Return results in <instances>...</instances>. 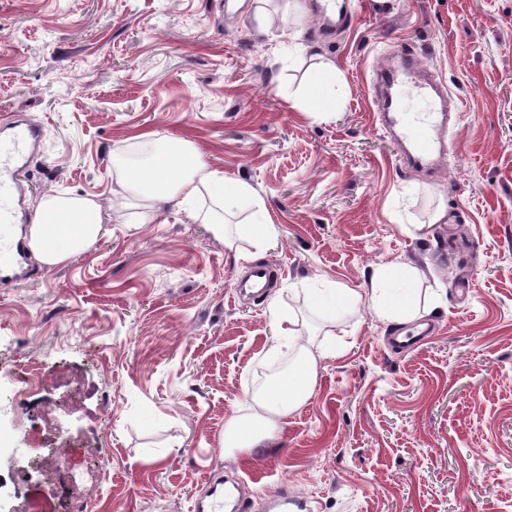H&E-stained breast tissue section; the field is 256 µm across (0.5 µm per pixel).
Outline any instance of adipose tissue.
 <instances>
[{
	"label": "adipose tissue",
	"mask_w": 512,
	"mask_h": 512,
	"mask_svg": "<svg viewBox=\"0 0 512 512\" xmlns=\"http://www.w3.org/2000/svg\"><path fill=\"white\" fill-rule=\"evenodd\" d=\"M337 75L333 63L326 62L310 74L303 106L319 114L335 112L331 85ZM122 186L134 197L146 201L151 213L173 200L193 204L200 193H208L220 205L222 216H208V223L222 226L225 216L245 211L236 226L235 238L225 239L239 262L252 260L253 249L275 241L279 229L267 216L262 198L253 186L208 170L199 153L189 151L179 137H167L151 159L143 164L121 166ZM103 215L100 206L87 198L49 196L40 201L29 231V247L41 263L54 266L70 255L91 247L99 238ZM316 305L334 311L367 307L382 320L409 324L428 316L432 305L419 302L414 270L406 264L379 266L373 273L369 292L336 286L314 299ZM319 359L305 345L298 344L297 355L286 374L272 378L256 394L254 412L228 421L224 445L240 457L266 446L275 437L280 418L302 406L309 398L317 376Z\"/></svg>",
	"instance_id": "1"
}]
</instances>
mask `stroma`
I'll return each mask as SVG.
<instances>
[{
  "label": "stroma",
  "instance_id": "stroma-1",
  "mask_svg": "<svg viewBox=\"0 0 512 512\" xmlns=\"http://www.w3.org/2000/svg\"><path fill=\"white\" fill-rule=\"evenodd\" d=\"M295 25L283 0H0V123H41L28 219L48 195L102 208L98 241L0 288V512L53 488L59 512H191L209 468L254 501L280 483L312 512H512V0H324ZM407 47L444 80L455 150L408 166L370 81ZM338 71L330 117L298 104L320 60ZM249 182L280 236L260 266L279 312L240 295L244 264L213 225L171 202L148 219L116 158L157 134ZM448 221L431 224L437 208ZM419 270L437 306L413 334L365 307L330 318L312 294L363 291L374 269ZM467 287H460V280ZM319 353L307 402L241 459L224 427L250 414L259 372L292 363L278 319ZM46 374L24 403L30 364ZM54 436L31 460L45 418Z\"/></svg>",
  "mask_w": 512,
  "mask_h": 512
}]
</instances>
